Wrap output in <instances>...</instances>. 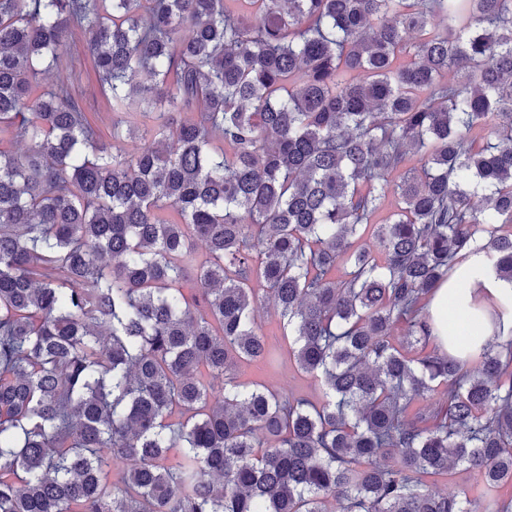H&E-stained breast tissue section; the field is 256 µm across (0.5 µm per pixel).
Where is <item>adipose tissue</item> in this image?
Returning <instances> with one entry per match:
<instances>
[{"label": "adipose tissue", "mask_w": 512, "mask_h": 512, "mask_svg": "<svg viewBox=\"0 0 512 512\" xmlns=\"http://www.w3.org/2000/svg\"><path fill=\"white\" fill-rule=\"evenodd\" d=\"M508 299L512 300V284L497 279L480 255L459 258L450 278L441 283L427 305L439 346L453 354L463 349L462 342L448 336L449 303H456L464 317H479L486 334L490 335L495 330L491 308Z\"/></svg>", "instance_id": "adipose-tissue-1"}]
</instances>
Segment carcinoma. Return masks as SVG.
I'll return each mask as SVG.
<instances>
[{"mask_svg":"<svg viewBox=\"0 0 512 512\" xmlns=\"http://www.w3.org/2000/svg\"><path fill=\"white\" fill-rule=\"evenodd\" d=\"M511 224L512 0H0V512H512L506 308L424 312ZM264 294L322 401L238 380ZM59 53L64 59L63 67L47 75L43 83L46 85L60 83L71 85L82 111L94 119L99 113L110 112V114H103L104 125L110 126L112 109L106 106L105 100L99 93L83 35L76 32L69 36L60 47ZM476 486V475L471 471L464 470L462 467L451 470L448 475L436 478L435 485L442 492L449 494L466 492L469 495L474 493Z\"/></svg>","mask_w":512,"mask_h":512,"instance_id":"cac0c4a2","label":"carcinoma"}]
</instances>
